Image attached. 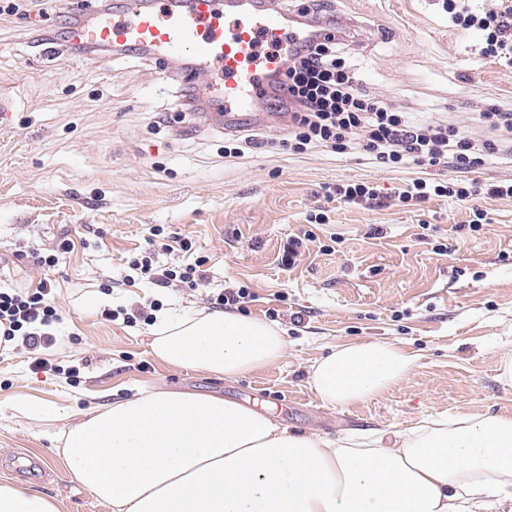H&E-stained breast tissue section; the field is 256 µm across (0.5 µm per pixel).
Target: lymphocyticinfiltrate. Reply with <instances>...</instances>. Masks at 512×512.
I'll list each match as a JSON object with an SVG mask.
<instances>
[{
    "mask_svg": "<svg viewBox=\"0 0 512 512\" xmlns=\"http://www.w3.org/2000/svg\"><path fill=\"white\" fill-rule=\"evenodd\" d=\"M449 22L482 35L480 54L512 64V0H494L484 8L472 0H448ZM280 93L271 98L269 111L288 117V133L278 142L291 154L328 148L337 153H360L371 163L398 168L409 163L442 167L451 178H416L399 191L397 199L417 205L434 198L468 201L474 185L461 175L482 166L512 143V113L491 108L479 112L478 123L493 130V137L475 139L463 128L438 118L422 119L401 110L381 95L367 94L358 73L333 39L300 42L286 51ZM205 257L184 265L157 268L150 257L129 262L124 282L144 279L157 287L180 282L204 286ZM55 286L43 280L34 289H0V340H20L30 350L49 349L56 343L51 327L59 315L52 304Z\"/></svg>",
    "mask_w": 512,
    "mask_h": 512,
    "instance_id": "obj_1",
    "label": "lymphocytic infiltrate"
}]
</instances>
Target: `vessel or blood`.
Masks as SVG:
<instances>
[{"mask_svg": "<svg viewBox=\"0 0 512 512\" xmlns=\"http://www.w3.org/2000/svg\"><path fill=\"white\" fill-rule=\"evenodd\" d=\"M321 41L342 29L276 0H114L111 12L71 27L73 42L107 44L177 63L192 58L224 97L226 124L257 117L282 65L276 50L298 34Z\"/></svg>", "mask_w": 512, "mask_h": 512, "instance_id": "obj_1", "label": "vessel or blood"}]
</instances>
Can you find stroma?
<instances>
[{"instance_id": "35a3bbf8", "label": "stroma", "mask_w": 512, "mask_h": 512, "mask_svg": "<svg viewBox=\"0 0 512 512\" xmlns=\"http://www.w3.org/2000/svg\"><path fill=\"white\" fill-rule=\"evenodd\" d=\"M69 0H24L0 15V95L14 102L0 119V287L56 286L61 317L51 362L28 349L0 353V478L48 495L59 512H111L76 483L55 436L102 405L163 384L263 407L292 430L333 442L367 430L401 431L441 415H512V389L497 381L512 355V200L435 198L417 206L367 210L330 196L346 181H368L391 196L425 176L410 164L386 169L315 149L270 147L224 155L222 124L199 125L173 97L197 75H171L146 56L91 48L36 54L39 33L58 38ZM338 20L355 21L345 50L364 90L409 112L436 114L473 136L490 131L476 112L512 111V65L479 56L478 33L449 25L443 0H335ZM168 121H154V107ZM488 224L468 226L471 206ZM325 211L324 224L309 222ZM189 236L206 257L208 287L155 288L119 275L155 226ZM310 234L303 257L282 263L289 237ZM75 248L48 269L34 255L62 239ZM447 254H436L437 245ZM240 283L245 315L278 326L287 349L277 364L233 380L155 360L147 315L170 307L210 310V295ZM142 308L135 324L103 309ZM387 341L413 353L416 367L378 397L325 405L310 368L337 345ZM75 375H68V368ZM21 396L54 403L44 421L16 417Z\"/></svg>"}]
</instances>
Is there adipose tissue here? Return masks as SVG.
Instances as JSON below:
<instances>
[{
  "instance_id": "ef3b65f1",
  "label": "adipose tissue",
  "mask_w": 512,
  "mask_h": 512,
  "mask_svg": "<svg viewBox=\"0 0 512 512\" xmlns=\"http://www.w3.org/2000/svg\"><path fill=\"white\" fill-rule=\"evenodd\" d=\"M161 362L235 379L278 362L275 327L236 312L165 311L151 341ZM400 346H336L311 384L331 406L405 379ZM63 466L112 512H512V416L459 414L395 433L330 443L216 395L141 391L59 436ZM0 512H58L55 499L0 480Z\"/></svg>"
}]
</instances>
